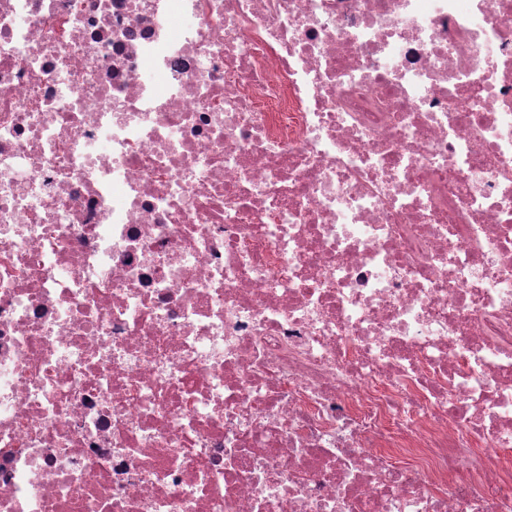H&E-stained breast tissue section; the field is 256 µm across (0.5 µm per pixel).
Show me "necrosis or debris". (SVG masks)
<instances>
[{
	"mask_svg": "<svg viewBox=\"0 0 512 512\" xmlns=\"http://www.w3.org/2000/svg\"><path fill=\"white\" fill-rule=\"evenodd\" d=\"M509 452L512 0H0V512H512Z\"/></svg>",
	"mask_w": 512,
	"mask_h": 512,
	"instance_id": "4bbe7bcc",
	"label": "necrosis or debris"
}]
</instances>
